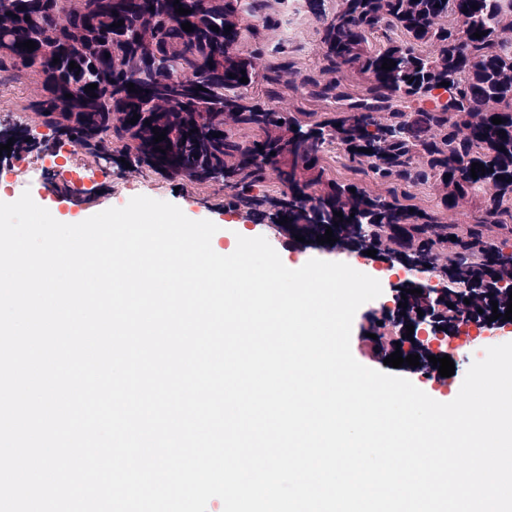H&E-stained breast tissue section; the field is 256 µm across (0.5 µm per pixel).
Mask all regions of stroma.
<instances>
[{"label": "stroma", "mask_w": 512, "mask_h": 512, "mask_svg": "<svg viewBox=\"0 0 512 512\" xmlns=\"http://www.w3.org/2000/svg\"><path fill=\"white\" fill-rule=\"evenodd\" d=\"M347 0H322L321 14H314L308 0H267L266 11L271 16V23L260 35H252L249 29H242L234 45L235 53L249 56L255 54L256 43H263L265 53L256 56L257 67L275 64L276 51L287 47L291 63L289 80L291 89L285 92V109L289 112H329L333 106L324 100H314L298 92L297 87L308 73L318 70L322 64L324 44L322 42V16H335L345 10ZM142 174L133 169H111L108 184L99 186L93 195L71 201L62 200L55 185L41 182L33 175H23L8 182L0 178V193L15 198L23 192H30L38 205L56 203L62 217L77 216L89 218L110 208H121L133 197L143 195L139 182ZM156 190L154 199L178 206L182 212L195 221L209 220L217 225L216 236L221 246H228V236L233 227L225 217L227 189L223 183L212 182L198 185L186 180L177 182L162 176H154ZM444 193L437 182L413 188L411 206L419 211L438 215L447 224H465L470 222L475 210L473 201L466 200L459 207L446 210L440 205ZM242 224L251 230L254 236L266 238L277 252H289L291 260H310L313 258L335 261L339 252L337 248L318 249L304 245L285 234L281 228L268 224L252 214H244Z\"/></svg>", "instance_id": "1"}]
</instances>
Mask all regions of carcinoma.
I'll return each mask as SVG.
<instances>
[{
  "mask_svg": "<svg viewBox=\"0 0 512 512\" xmlns=\"http://www.w3.org/2000/svg\"><path fill=\"white\" fill-rule=\"evenodd\" d=\"M173 3L0 0V84L35 76L39 92L29 108L76 147L94 139L95 150L104 152L106 139H115L122 149L101 156L105 162L198 184L222 173L232 189L228 206L271 224L286 216L301 235L322 236L330 228L338 236L366 215L372 249L387 240L396 258L413 265L441 261L442 273L456 283L500 277L512 267V241L486 233L489 225L507 229L512 218V41L499 36L512 0H347L343 12L323 20V64L302 81L308 97L335 106L320 119L278 112L246 95L258 76L269 100L281 99L288 87L285 49L260 73L231 52L242 24L256 34L270 22L266 0H251L244 13L239 0H179L191 10L187 15L175 13ZM448 13L462 27L435 26ZM120 20L122 26L111 27ZM186 22L192 31L182 29ZM393 25L411 41L368 48V36ZM477 31L484 36L473 37ZM27 40L36 42L31 52L21 46ZM423 40L437 45L436 59L416 53L413 42ZM157 55L172 67L149 69L147 57ZM386 58L396 66L381 69ZM72 61L79 68L69 69ZM345 70L364 76L362 94L343 85ZM244 76L248 82H239ZM443 82L445 98L435 93ZM89 84L97 85L94 97L85 91ZM381 111L391 113V124L375 122L373 113ZM136 114L139 120L129 123ZM494 117L502 123H492ZM155 127L165 140L154 142ZM241 129L256 137L240 139ZM335 140L352 173L379 181L386 194L370 195L356 181H324L321 152ZM474 163L485 169L475 179ZM271 170L283 185L278 196L263 192ZM431 180L446 189L447 210L483 192L471 223L445 224L411 210L410 189Z\"/></svg>",
  "mask_w": 512,
  "mask_h": 512,
  "instance_id": "carcinoma-1",
  "label": "carcinoma"
}]
</instances>
